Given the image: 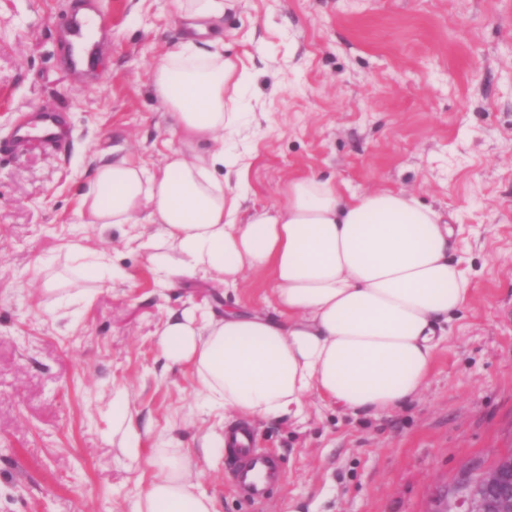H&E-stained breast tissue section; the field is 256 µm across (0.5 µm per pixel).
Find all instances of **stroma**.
<instances>
[{
    "label": "stroma",
    "mask_w": 512,
    "mask_h": 512,
    "mask_svg": "<svg viewBox=\"0 0 512 512\" xmlns=\"http://www.w3.org/2000/svg\"><path fill=\"white\" fill-rule=\"evenodd\" d=\"M179 2L98 0L111 32L75 72L56 28L75 0H0V145L22 112H61L71 131L65 150L34 137L0 156V512H134L157 448L191 456L193 490L218 512H434L464 471L512 454V0H238L213 27L253 75L246 207L310 174L410 189L451 214L452 257L472 273L414 402L353 419L314 396L300 418L252 420L256 447L283 463L260 503L232 486L225 455L201 453L232 421L157 331L194 306L268 309L269 276L164 286L155 225L101 235L80 211L100 164L153 170L181 147L151 89L153 64L186 39ZM78 236L121 278L84 279L66 250Z\"/></svg>",
    "instance_id": "obj_1"
}]
</instances>
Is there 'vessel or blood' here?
<instances>
[{
  "label": "vessel or blood",
  "mask_w": 512,
  "mask_h": 512,
  "mask_svg": "<svg viewBox=\"0 0 512 512\" xmlns=\"http://www.w3.org/2000/svg\"><path fill=\"white\" fill-rule=\"evenodd\" d=\"M97 25L102 34H109L110 26L96 7V0H79L75 10L63 21L65 64L74 70L88 66L94 59L96 47L83 41L85 28ZM39 128L42 142L60 148L66 142L67 133L63 117L57 112L26 113L16 128V144H23L30 128ZM254 433L249 425L232 429L229 436L227 471L235 488L250 501L267 499L270 492L282 480V460L272 451L254 446Z\"/></svg>",
  "instance_id": "vessel-or-blood-1"
}]
</instances>
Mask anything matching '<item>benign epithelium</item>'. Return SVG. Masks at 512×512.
Listing matches in <instances>:
<instances>
[{
  "mask_svg": "<svg viewBox=\"0 0 512 512\" xmlns=\"http://www.w3.org/2000/svg\"><path fill=\"white\" fill-rule=\"evenodd\" d=\"M432 512H512V456L463 475L444 506Z\"/></svg>",
  "mask_w": 512,
  "mask_h": 512,
  "instance_id": "1",
  "label": "benign epithelium"
}]
</instances>
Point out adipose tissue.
Listing matches in <instances>:
<instances>
[{
    "instance_id": "adipose-tissue-1",
    "label": "adipose tissue",
    "mask_w": 512,
    "mask_h": 512,
    "mask_svg": "<svg viewBox=\"0 0 512 512\" xmlns=\"http://www.w3.org/2000/svg\"><path fill=\"white\" fill-rule=\"evenodd\" d=\"M251 78L217 50L186 44L160 59L153 91L193 154L174 153L157 172L126 158L100 165L82 196L86 221L103 234L155 225L149 260L164 284L176 273L227 285L270 275L272 312L187 310L159 331L168 358L191 363L225 412L291 419L313 395L355 417L403 408L428 386L448 324L470 302L451 218L401 189L349 195L317 175L289 180L284 202L245 208L246 168L222 143ZM155 465L135 512H217L190 491L185 454L157 449Z\"/></svg>"
}]
</instances>
